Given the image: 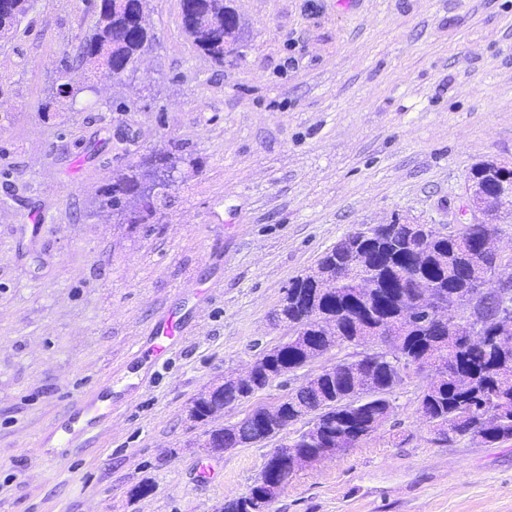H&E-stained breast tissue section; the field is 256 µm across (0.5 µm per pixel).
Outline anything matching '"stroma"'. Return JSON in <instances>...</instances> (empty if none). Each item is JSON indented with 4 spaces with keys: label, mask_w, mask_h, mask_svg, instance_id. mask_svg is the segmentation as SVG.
<instances>
[{
    "label": "stroma",
    "mask_w": 512,
    "mask_h": 512,
    "mask_svg": "<svg viewBox=\"0 0 512 512\" xmlns=\"http://www.w3.org/2000/svg\"><path fill=\"white\" fill-rule=\"evenodd\" d=\"M92 5L31 0L0 39V512H217L295 432L205 462L187 408L286 340L270 315L289 281L377 224L453 230L472 165L512 168V0H233L246 35L224 66L181 0H151L136 70L42 112ZM156 151L180 163L152 222L102 207ZM171 314L187 334L149 367ZM106 380L108 443L34 454ZM426 382L395 386L391 419L296 472L270 512H512V441L435 440Z\"/></svg>",
    "instance_id": "stroma-1"
}]
</instances>
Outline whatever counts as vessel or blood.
I'll use <instances>...</instances> for the list:
<instances>
[{"label":"vessel or blood","instance_id":"b4317fda","mask_svg":"<svg viewBox=\"0 0 512 512\" xmlns=\"http://www.w3.org/2000/svg\"><path fill=\"white\" fill-rule=\"evenodd\" d=\"M158 342L144 349L142 358L155 362L170 350L185 333L182 321L166 317L158 321L151 330ZM112 423V385L104 383L98 388L83 394L72 404L63 417L57 418L51 431L39 441L40 448H69L73 445L104 438Z\"/></svg>","mask_w":512,"mask_h":512}]
</instances>
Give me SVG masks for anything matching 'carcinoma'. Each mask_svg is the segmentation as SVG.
I'll list each match as a JSON object with an SVG mask.
<instances>
[{
	"instance_id": "cac0c4a2",
	"label": "carcinoma",
	"mask_w": 512,
	"mask_h": 512,
	"mask_svg": "<svg viewBox=\"0 0 512 512\" xmlns=\"http://www.w3.org/2000/svg\"><path fill=\"white\" fill-rule=\"evenodd\" d=\"M27 2L0 0V38L14 31ZM148 2L99 0L95 4V27L63 50L61 83L53 99L74 103L96 90L92 84L77 87L67 82L66 75L73 69L85 67L95 77L105 71L108 79L119 81L134 67L155 41ZM233 15L227 0H185L182 27L200 50L222 64L226 52L239 56L243 28L236 27ZM176 163L167 152L152 155L113 177L102 203L135 224L147 223L160 200L154 189L168 186ZM480 230L496 232L498 228L485 224ZM478 231L469 228L444 236L432 227L414 232L402 224L394 237L383 240L384 251L393 254L388 265L381 255L367 256L342 239L321 255L315 268L285 288L280 307L288 339L261 354L250 380L238 383L229 378L194 397L188 420L205 424L214 404L246 399L336 347L389 334L392 345L369 376H362L358 362L342 360L333 373L309 381L320 410L310 427L297 431L294 447L311 456L326 446L345 451L350 448L348 439L363 440L380 429L394 412L391 380L402 369L433 373L418 402L419 408L429 412L427 423L440 439L447 440L452 433L480 445L512 441V339L503 343L486 329L483 347L473 348L452 325L439 331L426 326L422 313L414 322L404 321V311L414 307L420 284L439 290L448 304L465 307L495 266L492 256L477 257ZM298 290L313 299V317L304 318L299 309L287 304ZM304 403L301 396L290 397L281 409L297 423L306 415ZM247 420L254 428L249 444L274 439L282 432L283 423L270 418L265 405L252 409Z\"/></svg>"
}]
</instances>
